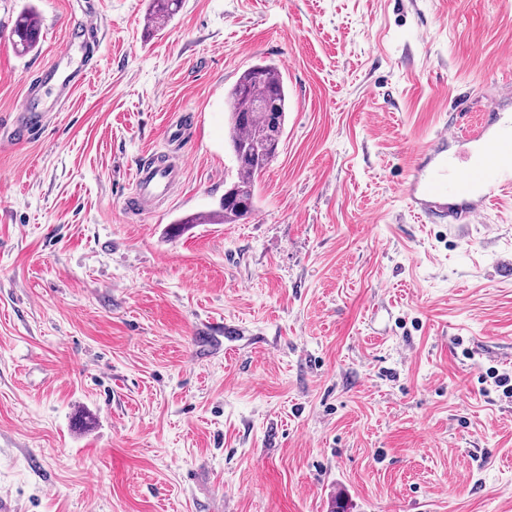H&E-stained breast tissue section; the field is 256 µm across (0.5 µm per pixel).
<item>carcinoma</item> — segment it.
I'll return each mask as SVG.
<instances>
[{"label":"carcinoma","instance_id":"obj_1","mask_svg":"<svg viewBox=\"0 0 512 512\" xmlns=\"http://www.w3.org/2000/svg\"><path fill=\"white\" fill-rule=\"evenodd\" d=\"M182 7V0H151L148 21L157 27L171 21ZM39 18L29 8L16 19L11 31L14 45L21 53L32 51L38 38ZM228 105V142L235 157L237 169L229 187L238 190L247 201V208L239 210L232 203L220 201L219 210L212 213L224 223L246 218L254 207L255 183L265 170L259 162L260 152L270 140L269 113L257 112L253 104L264 100L278 114L279 131H284L288 112V92L283 76L269 64L248 67L237 82L224 94Z\"/></svg>","mask_w":512,"mask_h":512}]
</instances>
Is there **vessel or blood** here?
I'll list each match as a JSON object with an SVG mask.
<instances>
[{
  "instance_id": "obj_1",
  "label": "vessel or blood",
  "mask_w": 512,
  "mask_h": 512,
  "mask_svg": "<svg viewBox=\"0 0 512 512\" xmlns=\"http://www.w3.org/2000/svg\"><path fill=\"white\" fill-rule=\"evenodd\" d=\"M103 31L97 11H85L52 62L26 90L12 116L9 131L0 136V148L15 146L44 126L43 99L53 90L54 104L67 102L94 68V48ZM466 142L465 150L449 155L450 142ZM406 194L412 211L428 220L474 224L491 205L512 193V112L501 110L468 127L449 121L419 150ZM176 168L163 164L137 165L135 190L127 205L149 210L166 199L178 178Z\"/></svg>"
}]
</instances>
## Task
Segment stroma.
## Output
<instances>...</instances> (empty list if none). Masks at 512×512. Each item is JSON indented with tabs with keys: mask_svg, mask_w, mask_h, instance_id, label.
<instances>
[{
	"mask_svg": "<svg viewBox=\"0 0 512 512\" xmlns=\"http://www.w3.org/2000/svg\"><path fill=\"white\" fill-rule=\"evenodd\" d=\"M87 81L0 151V498L16 512H512V201L407 205L448 119L512 105V0H94ZM35 8L37 48L10 31ZM85 0H0V120ZM271 63L279 154L234 224L224 93ZM182 154L162 207L138 164ZM182 7V0H151L148 21L159 28L171 21Z\"/></svg>",
	"mask_w": 512,
	"mask_h": 512,
	"instance_id": "35a3bbf8",
	"label": "stroma"
}]
</instances>
